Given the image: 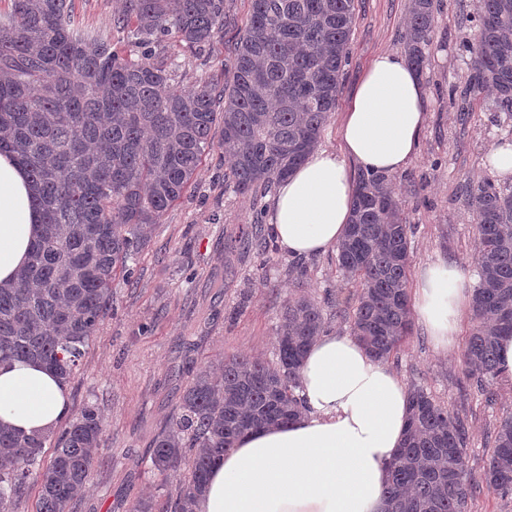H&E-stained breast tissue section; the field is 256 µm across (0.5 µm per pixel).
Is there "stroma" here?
Wrapping results in <instances>:
<instances>
[{
  "label": "stroma",
  "instance_id": "35a3bbf8",
  "mask_svg": "<svg viewBox=\"0 0 512 512\" xmlns=\"http://www.w3.org/2000/svg\"><path fill=\"white\" fill-rule=\"evenodd\" d=\"M411 0H355L356 26L340 85L339 104L324 126L319 147L340 146L343 112L376 54L403 50ZM84 23L121 41L114 25L120 0H73ZM476 0H434L435 24L421 76L427 120L415 157L391 174L411 240L410 282L442 256L476 274L477 234L470 201L489 175L491 147L512 143V121L498 120L490 92L465 94L469 69L463 42L475 33ZM222 34L200 54L182 53L164 40L160 53L176 61L175 84L190 89L206 81L231 80L235 43L249 23V0H224ZM230 165L220 143L205 151L191 185L156 224L148 247L131 262L130 274L112 283L113 305L69 382L72 414L88 405L105 421V434L87 486L71 512H132L143 499L158 512H174L186 471L160 476L151 462L155 438L170 424L193 376L232 354L275 361L277 325L288 297L309 295L323 309L326 333L350 327L336 312L352 304L356 290L333 254L294 258L238 243L241 232L268 224L270 197L260 201L224 187ZM307 269L296 279L292 265ZM473 326L465 314L448 349L441 350L422 325L393 355L389 367L404 385H420L464 418L470 464L481 469L491 437L512 410V381L499 379L486 401L461 368Z\"/></svg>",
  "mask_w": 512,
  "mask_h": 512
}]
</instances>
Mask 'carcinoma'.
<instances>
[{
    "mask_svg": "<svg viewBox=\"0 0 512 512\" xmlns=\"http://www.w3.org/2000/svg\"><path fill=\"white\" fill-rule=\"evenodd\" d=\"M10 2L0 18V149L27 168L44 232L19 285L0 288V361L39 360L68 381L112 308L117 271L145 248L194 178L216 122L233 191L243 196L266 193L317 146L338 105L354 0H249L232 82L188 91L174 89L175 71L152 48L172 36L183 51L198 53L224 29V0H124L115 26L129 52L81 26L69 0ZM434 20L433 0H412L404 44L419 70ZM475 20L477 35L463 46L469 85L494 92L497 110L512 119V0H477ZM473 210L478 282L462 370L490 401L499 341L512 336V190L484 180ZM410 256L393 185L360 172L335 258L359 288L351 335L381 361L413 334ZM324 331L322 309L292 297L279 315L276 362L232 354L195 375L153 444L160 475L189 466L174 512H194L215 460L241 436L300 417V368ZM104 432L99 413L84 408L35 473L45 439L0 426V512L16 509L32 483L36 512H70ZM466 442L464 421L424 387L410 386L388 512H470L483 489L512 496V412L501 418L478 476Z\"/></svg>",
    "mask_w": 512,
    "mask_h": 512,
    "instance_id": "1",
    "label": "carcinoma"
}]
</instances>
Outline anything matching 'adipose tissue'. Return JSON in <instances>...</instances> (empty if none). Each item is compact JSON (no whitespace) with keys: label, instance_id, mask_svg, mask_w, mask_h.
<instances>
[{"label":"adipose tissue","instance_id":"ef3b65f1","mask_svg":"<svg viewBox=\"0 0 512 512\" xmlns=\"http://www.w3.org/2000/svg\"><path fill=\"white\" fill-rule=\"evenodd\" d=\"M418 70L398 51L374 57L339 130L340 148L317 150L280 180L270 227L283 252L335 250L350 220L352 166L392 174L415 155L425 123ZM35 187L15 154L0 150V287L13 286L42 232ZM474 281L439 257L423 269L413 309L447 347ZM306 409L285 427L242 436L216 460L196 512H385L390 464L404 439L407 391L349 334H326L301 369ZM70 412L68 385L39 361L0 362V425L53 434Z\"/></svg>","mask_w":512,"mask_h":512}]
</instances>
